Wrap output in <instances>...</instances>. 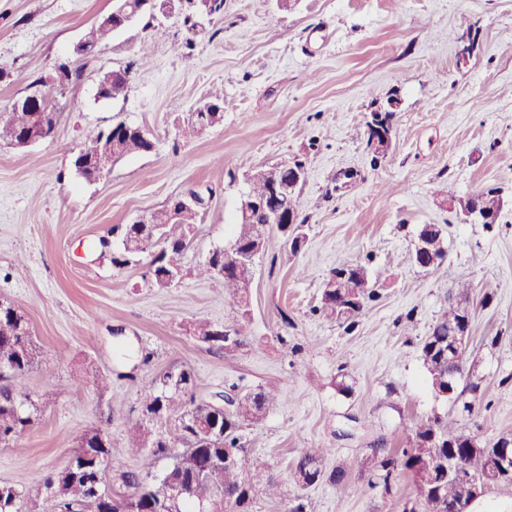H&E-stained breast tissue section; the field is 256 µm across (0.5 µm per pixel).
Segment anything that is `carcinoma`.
Returning <instances> with one entry per match:
<instances>
[{
  "mask_svg": "<svg viewBox=\"0 0 512 512\" xmlns=\"http://www.w3.org/2000/svg\"><path fill=\"white\" fill-rule=\"evenodd\" d=\"M127 92V72L112 71L109 82L99 84L98 94L105 99H117ZM123 154L146 152L148 142L142 133L123 122L113 127ZM26 132L40 134L38 124L32 122V113L21 112L13 107L0 110V142L9 144L19 141ZM103 147V130L90 132L84 140L75 160V169L88 182L97 180L95 161ZM271 192L270 182L259 173L251 178L248 192L240 205L252 204ZM264 215L250 209L249 217L237 216L232 241L236 245L253 249V236ZM173 205L148 214V224H128L123 229L122 242L112 254V265L123 268L140 257L150 258L155 274L170 273L182 269L186 243L175 232L163 240V247L154 253L158 240L151 238L150 227H162L172 223ZM298 224L289 234L279 237V247L297 253L306 240V219L297 218ZM367 267L340 261L324 282L321 305L316 311L352 328L364 315L369 303L379 299L375 288H364L363 271ZM346 275L344 287L334 288L333 277ZM224 292L243 309L249 305L248 289L242 287V279L234 271L220 279ZM468 287L460 284L448 292L447 304L420 347L421 359L430 385L442 391L448 390V324L460 318L456 302L466 300ZM20 316L10 309L0 312V442L16 440L34 427L40 405L26 392V378L37 360V348L33 340L25 342L15 334ZM214 327L205 320L193 324V335L223 354L234 351L224 346V341L213 334ZM195 384V375L186 366L172 367L160 376L146 394L142 404V418L128 429L127 448L142 456L141 471L123 472L121 480L129 488L124 495L112 492V482L107 477L106 463L112 460V445L98 430H89L78 439L68 467L45 477H36L38 484L47 488L43 500L29 502L24 491L10 487L6 496L0 495V512H155L153 505L162 496L166 486H178L189 491L181 503V512H197V505L205 503L210 512H252L255 486L262 483L275 495L279 484L265 474V466L243 448L240 430L244 426L258 424L268 412L281 404L280 396L271 391L247 392L242 400L252 411L238 413L227 411L213 413L206 406H197L192 412H183L185 396ZM512 443V436L495 440L479 437L452 429L448 420L439 416L418 421L414 426L413 444L395 451L376 445L365 462L373 477L372 487L383 484L390 493L393 474L409 477L414 485V505L402 512H460L468 509L474 500L466 488L477 479L490 486L499 484L491 470L492 457L500 444ZM186 447L193 452L161 475L153 474L156 462L166 456L167 449ZM230 450L237 457L239 466L224 465V451ZM326 448H313L302 455L295 470L304 476L300 486H312L324 479L340 483L345 472L336 469L330 473L323 468L322 459ZM463 465L461 478L448 477V461ZM224 496H219V492Z\"/></svg>",
  "mask_w": 512,
  "mask_h": 512,
  "instance_id": "obj_1",
  "label": "carcinoma"
}]
</instances>
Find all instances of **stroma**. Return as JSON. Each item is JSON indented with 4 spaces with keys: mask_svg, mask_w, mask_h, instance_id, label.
<instances>
[{
    "mask_svg": "<svg viewBox=\"0 0 512 512\" xmlns=\"http://www.w3.org/2000/svg\"><path fill=\"white\" fill-rule=\"evenodd\" d=\"M114 0H0V107L27 95L61 61L80 76L55 91L52 135L0 143V299L29 321L39 364L27 379L39 420L17 443H0V483L43 494L35 472L66 465L85 430L112 443L116 467L136 471L127 429L171 365L195 374L196 400L260 389L282 405L241 432V442L280 483V499L256 493L253 512H402L411 480L369 487V448L412 444L414 424L449 416L484 439L512 435V0H224L221 16L189 34L178 15L142 19L88 57L74 48ZM473 42L466 60L457 48ZM127 71L118 99L97 94L103 73ZM398 96L392 147L373 162L366 117ZM221 124L189 115L211 100ZM124 122L149 133L152 151L117 159L94 182L73 160L86 133ZM302 162L298 253L256 261L249 311L199 276L227 246L251 170ZM345 171L355 178L338 186ZM209 187L181 278L149 283L144 266H113L98 241L113 226ZM496 187L492 225L463 224L450 197ZM426 224L446 230L448 255L434 271L411 259ZM365 265L380 298L353 329L319 313L323 283L340 260ZM471 286L466 370L480 389L470 409L436 398L420 358L446 294ZM249 330L231 355L198 341L197 320ZM109 374L99 392L87 366ZM325 448L343 483L306 488L290 478L308 449Z\"/></svg>",
    "mask_w": 512,
    "mask_h": 512,
    "instance_id": "1",
    "label": "stroma"
}]
</instances>
